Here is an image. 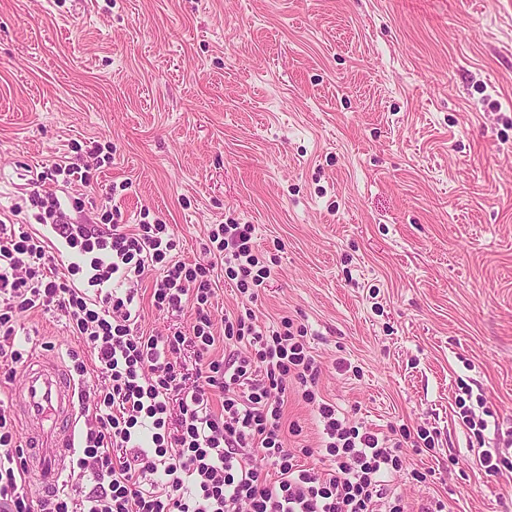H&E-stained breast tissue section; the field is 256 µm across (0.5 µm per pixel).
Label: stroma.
<instances>
[{
  "mask_svg": "<svg viewBox=\"0 0 512 512\" xmlns=\"http://www.w3.org/2000/svg\"><path fill=\"white\" fill-rule=\"evenodd\" d=\"M64 158L98 165L68 187L79 221L110 193L214 265L215 319L305 325L351 424L430 431L401 450L405 512H512V453L486 477L458 409L488 446L512 427V0H0V204ZM215 224L255 226L257 301L205 250ZM152 283L143 329L188 328ZM20 321L33 358L95 384L63 320ZM283 425L318 464L297 394Z\"/></svg>",
  "mask_w": 512,
  "mask_h": 512,
  "instance_id": "1",
  "label": "stroma"
}]
</instances>
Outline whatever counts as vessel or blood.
I'll list each match as a JSON object with an SVG mask.
<instances>
[{
    "label": "vessel or blood",
    "instance_id": "b4317fda",
    "mask_svg": "<svg viewBox=\"0 0 512 512\" xmlns=\"http://www.w3.org/2000/svg\"><path fill=\"white\" fill-rule=\"evenodd\" d=\"M83 390L56 368L33 363L20 396L30 426L28 475L42 487H55L76 448L77 413Z\"/></svg>",
    "mask_w": 512,
    "mask_h": 512
}]
</instances>
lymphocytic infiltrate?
Instances as JSON below:
<instances>
[{
    "instance_id": "lymphocytic-infiltrate-1",
    "label": "lymphocytic infiltrate",
    "mask_w": 512,
    "mask_h": 512,
    "mask_svg": "<svg viewBox=\"0 0 512 512\" xmlns=\"http://www.w3.org/2000/svg\"><path fill=\"white\" fill-rule=\"evenodd\" d=\"M91 169L55 163L32 179L28 206L0 219V365L14 377L27 350L21 314L65 318L96 359L101 384L86 392L92 412L69 480L30 500L24 450L11 406L0 399V512H404L391 500L400 442L340 418L321 397V368L302 341L306 327L259 322L253 310L216 329L212 268L174 260L180 241L167 224L99 227L74 220L82 202L60 199L50 182L89 183ZM206 250L234 268L240 294L255 298L267 273L253 254L255 227L216 224ZM155 272L153 304L193 306L189 331H140L139 284ZM223 342L224 356L210 355ZM194 372L185 374V348ZM311 404L322 431L325 468L286 448L282 425L289 389ZM224 396L222 413L210 394ZM177 427H170L171 413ZM91 482L83 491V482Z\"/></svg>"
}]
</instances>
